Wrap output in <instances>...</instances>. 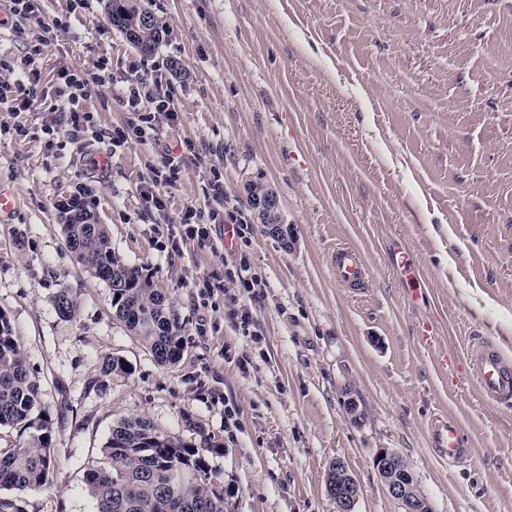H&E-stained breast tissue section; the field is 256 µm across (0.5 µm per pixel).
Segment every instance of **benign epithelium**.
<instances>
[{
  "mask_svg": "<svg viewBox=\"0 0 512 512\" xmlns=\"http://www.w3.org/2000/svg\"><path fill=\"white\" fill-rule=\"evenodd\" d=\"M277 196L269 194L256 201L258 214L269 219L272 234L283 235V225L275 221L278 213ZM374 465L388 495L396 500L401 512H434L427 497L420 491L414 474L399 453L381 448L374 457ZM326 487L336 505V512H354L361 488L341 458L334 459L328 469Z\"/></svg>",
  "mask_w": 512,
  "mask_h": 512,
  "instance_id": "1",
  "label": "benign epithelium"
}]
</instances>
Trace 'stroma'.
Instances as JSON below:
<instances>
[{"instance_id": "35a3bbf8", "label": "stroma", "mask_w": 512, "mask_h": 512, "mask_svg": "<svg viewBox=\"0 0 512 512\" xmlns=\"http://www.w3.org/2000/svg\"><path fill=\"white\" fill-rule=\"evenodd\" d=\"M146 4L165 27L149 55L112 28L106 0L74 15L69 0H46L70 30L44 49L43 103L0 105V186L19 199L0 218V310L40 380L59 466L52 488L18 493L22 512H92L84 468L130 416L220 444L206 460L223 479L224 512H336L326 474L338 457L362 488L355 512H400L374 466L380 448L400 453L434 512H512V408L439 367L445 356L464 364L475 336L512 358V0ZM102 56L117 80L163 64L178 106L158 140L115 149L67 134L58 74ZM87 103L99 128L128 117L111 85L91 86ZM99 151L114 154L102 176L87 168ZM168 153L180 172L160 212L140 191ZM217 173L253 227L249 263L266 283L248 305L250 337L223 294L200 288L224 272L223 225L205 246L174 225L204 205ZM256 181L275 191L287 240L251 207ZM78 192L116 253L172 302L183 325L176 364H158L114 318L107 286L67 249L59 206ZM340 245L365 257L367 288L337 285ZM397 248L423 276L418 302L389 263ZM62 288L78 300L70 320L51 302ZM106 355L129 373L103 377ZM349 392L362 424L346 412ZM438 409L470 436L459 466L429 445Z\"/></svg>"}]
</instances>
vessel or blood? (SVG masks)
<instances>
[{
  "instance_id": "vessel-or-blood-1",
  "label": "vessel or blood",
  "mask_w": 512,
  "mask_h": 512,
  "mask_svg": "<svg viewBox=\"0 0 512 512\" xmlns=\"http://www.w3.org/2000/svg\"><path fill=\"white\" fill-rule=\"evenodd\" d=\"M391 264L411 297H418L422 288L408 256L394 257ZM332 271L338 286L343 288H362L370 280L364 257L347 246L337 247ZM466 364L469 378L485 400L496 404L512 401V365L504 360L489 339L478 337L471 341ZM427 434L431 447L443 462L456 466L469 457V435L455 419L442 414L433 416L427 423Z\"/></svg>"
}]
</instances>
